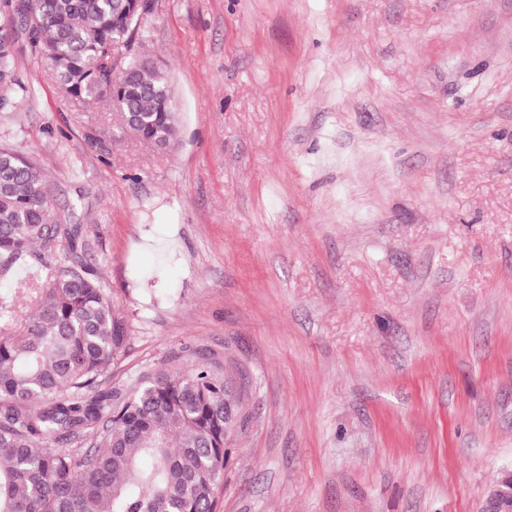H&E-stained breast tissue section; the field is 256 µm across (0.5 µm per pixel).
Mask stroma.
<instances>
[{"instance_id": "obj_1", "label": "stroma", "mask_w": 512, "mask_h": 512, "mask_svg": "<svg viewBox=\"0 0 512 512\" xmlns=\"http://www.w3.org/2000/svg\"><path fill=\"white\" fill-rule=\"evenodd\" d=\"M138 45L169 150L23 51L0 110L125 325L102 390L222 362L216 512H480L512 467V0H154Z\"/></svg>"}]
</instances>
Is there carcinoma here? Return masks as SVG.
Listing matches in <instances>:
<instances>
[{
    "instance_id": "obj_1",
    "label": "carcinoma",
    "mask_w": 512,
    "mask_h": 512,
    "mask_svg": "<svg viewBox=\"0 0 512 512\" xmlns=\"http://www.w3.org/2000/svg\"><path fill=\"white\" fill-rule=\"evenodd\" d=\"M141 0H0V110L30 96L17 44L64 95L112 106L156 150L178 142L169 74L132 49ZM80 228L53 216L50 189L17 137L0 141V273L67 247L30 276L36 312L0 331V512H216L227 444L247 421L224 366H166L99 390L126 336L112 299L78 256ZM151 465L144 467L141 460Z\"/></svg>"
}]
</instances>
